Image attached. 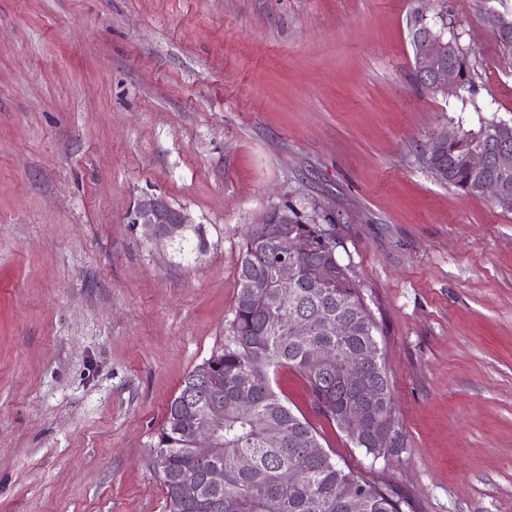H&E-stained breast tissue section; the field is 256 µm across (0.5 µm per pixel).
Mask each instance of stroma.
<instances>
[{
    "label": "stroma",
    "mask_w": 512,
    "mask_h": 512,
    "mask_svg": "<svg viewBox=\"0 0 512 512\" xmlns=\"http://www.w3.org/2000/svg\"><path fill=\"white\" fill-rule=\"evenodd\" d=\"M422 0H0V512H170L153 466L231 336L247 234L334 211L408 446L372 460L280 369L342 467L414 512H512V211L431 139L512 120L491 13L448 0L475 94L418 83ZM146 196L188 217L159 239Z\"/></svg>",
    "instance_id": "stroma-1"
}]
</instances>
